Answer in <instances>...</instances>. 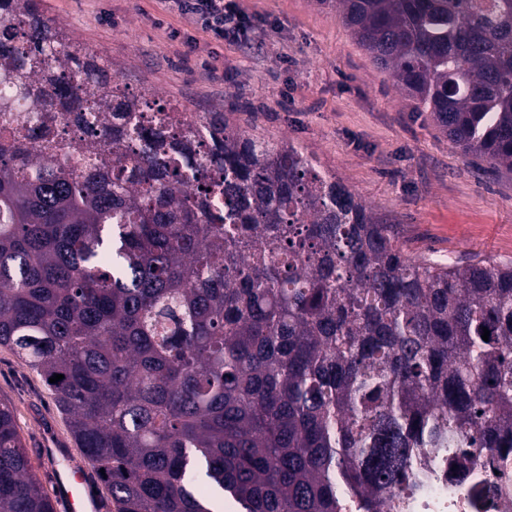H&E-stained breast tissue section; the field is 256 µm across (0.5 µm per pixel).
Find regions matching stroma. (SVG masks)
<instances>
[{
  "mask_svg": "<svg viewBox=\"0 0 512 512\" xmlns=\"http://www.w3.org/2000/svg\"><path fill=\"white\" fill-rule=\"evenodd\" d=\"M239 2L259 20L237 44L197 31L168 0H40V10L111 63L117 83L299 145L398 225L409 255L512 259V175L490 174L463 155L373 63L328 0ZM0 399L13 406L36 475L49 485L80 452L40 377L1 348Z\"/></svg>",
  "mask_w": 512,
  "mask_h": 512,
  "instance_id": "35a3bbf8",
  "label": "stroma"
}]
</instances>
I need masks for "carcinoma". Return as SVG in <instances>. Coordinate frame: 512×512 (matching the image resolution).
<instances>
[{"label":"carcinoma","instance_id":"carcinoma-1","mask_svg":"<svg viewBox=\"0 0 512 512\" xmlns=\"http://www.w3.org/2000/svg\"><path fill=\"white\" fill-rule=\"evenodd\" d=\"M335 3L512 173V0ZM19 106L39 126L0 141V346L115 512H386L430 448L506 458L512 260L408 255L299 147L120 87L38 0H0V114ZM0 512H55L2 401Z\"/></svg>","mask_w":512,"mask_h":512}]
</instances>
